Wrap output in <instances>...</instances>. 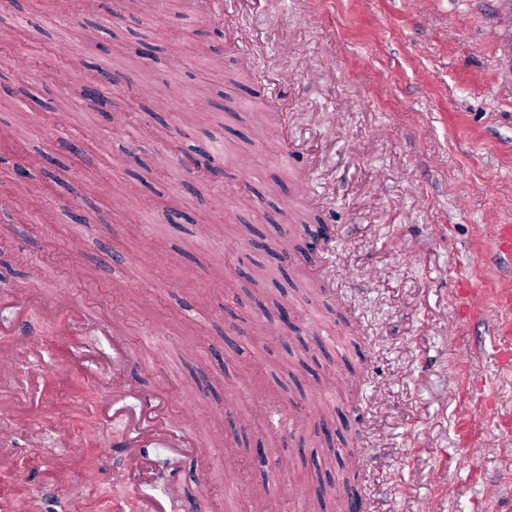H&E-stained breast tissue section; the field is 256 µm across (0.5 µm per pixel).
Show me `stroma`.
Instances as JSON below:
<instances>
[{
    "mask_svg": "<svg viewBox=\"0 0 512 512\" xmlns=\"http://www.w3.org/2000/svg\"><path fill=\"white\" fill-rule=\"evenodd\" d=\"M216 28L219 75L195 53ZM0 36L35 75L0 78V196L25 214L0 212V292L63 289L82 312H28L47 352L33 383L10 332L19 321L0 311V351L13 358L0 405L18 464L0 472V499L75 512L71 483L97 450L83 512H142L174 495L192 512H306L292 487L316 485L335 462L308 448L292 476L254 464L266 414L230 423L262 399L345 423L366 512H512V440L498 424L512 415V368L497 361L505 317L494 309L512 263L491 246L493 225L512 224L502 0H224L220 19L187 0H140L138 15L121 18L15 0ZM63 39L71 58L51 51ZM148 80L168 111L139 108L131 88ZM86 81L138 107L134 134L114 137L111 106L76 101ZM207 82L232 110L187 124ZM279 128L299 156L285 166L266 147ZM214 142L222 171L187 180L180 159ZM301 185L320 198L309 213L331 239L310 260L279 263L277 227ZM244 222L264 248L238 236ZM285 298L315 354L305 367L265 336L268 306ZM110 326L130 352L113 354ZM343 356L358 379L350 390L333 380ZM115 372L148 389L167 381L181 424L190 402L211 414L198 454L175 469L169 449L145 448L151 478L130 479L125 419L97 414L93 378Z\"/></svg>",
    "mask_w": 512,
    "mask_h": 512,
    "instance_id": "stroma-1",
    "label": "stroma"
}]
</instances>
